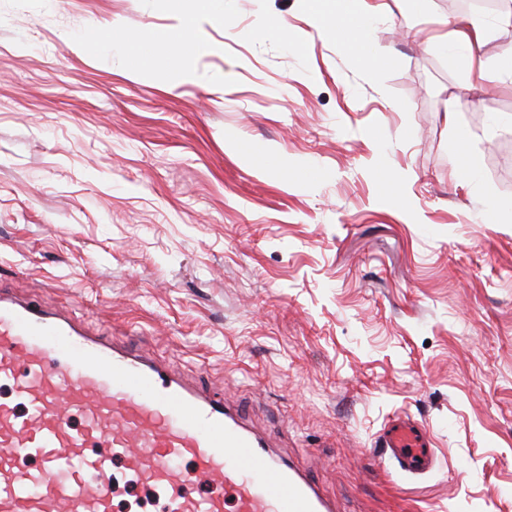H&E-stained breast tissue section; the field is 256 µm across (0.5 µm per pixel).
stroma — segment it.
Here are the masks:
<instances>
[{"label": "stroma", "instance_id": "stroma-1", "mask_svg": "<svg viewBox=\"0 0 512 512\" xmlns=\"http://www.w3.org/2000/svg\"><path fill=\"white\" fill-rule=\"evenodd\" d=\"M381 2L375 68L303 0H224L188 81L167 0H0V289L226 398L335 512H512V79L448 126L458 10ZM110 25L152 68L68 48ZM398 415L426 474L373 463ZM121 33L126 34L127 37L121 38L118 40H114V38L112 37V31H111V32H108V33L98 36L93 42L96 46L106 45V46L112 47V44L114 43V44H119L126 49H131V50L135 49V50L139 51L142 55V61H141L142 66L143 67L147 66L151 61L149 52L147 50V46L153 38L145 37L142 34H139L136 32L122 31Z\"/></svg>", "mask_w": 512, "mask_h": 512}]
</instances>
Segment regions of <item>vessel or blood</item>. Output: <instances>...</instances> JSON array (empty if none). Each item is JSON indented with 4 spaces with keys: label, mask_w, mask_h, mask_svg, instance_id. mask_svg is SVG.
Listing matches in <instances>:
<instances>
[{
    "label": "vessel or blood",
    "mask_w": 512,
    "mask_h": 512,
    "mask_svg": "<svg viewBox=\"0 0 512 512\" xmlns=\"http://www.w3.org/2000/svg\"><path fill=\"white\" fill-rule=\"evenodd\" d=\"M0 512H113L112 468L163 512H333L223 401L66 312L0 294ZM376 462L432 469L430 431L389 420Z\"/></svg>",
    "instance_id": "obj_1"
}]
</instances>
